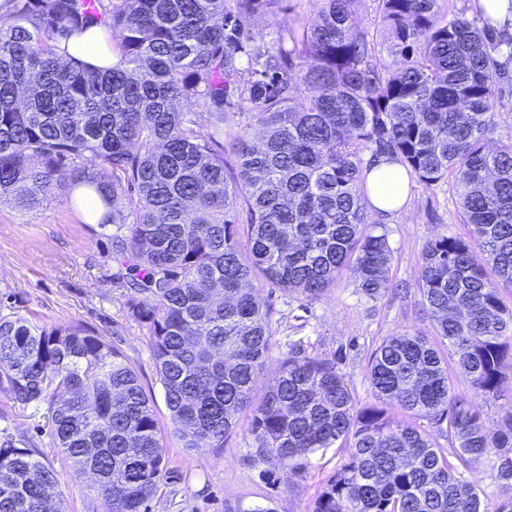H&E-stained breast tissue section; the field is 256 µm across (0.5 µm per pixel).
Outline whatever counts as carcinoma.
<instances>
[{
  "mask_svg": "<svg viewBox=\"0 0 512 512\" xmlns=\"http://www.w3.org/2000/svg\"><path fill=\"white\" fill-rule=\"evenodd\" d=\"M0 27V197L21 210L97 197L175 433L224 449L251 409V457L302 472L342 448L311 512H482L467 473L495 453L512 488V417L492 430L455 392L448 360L496 396L512 369V140L495 124L492 18L442 20L438 0H381L397 69L373 62L356 0H319L287 53L245 50L241 23L278 0H5ZM112 32V65L65 62L75 34ZM299 69V81L290 72ZM252 114L257 139L234 130ZM426 185L449 180L468 232L424 246L418 277L435 335L399 332L370 354L375 403L354 410L336 360L291 346L254 402L274 330L255 282L313 301L343 272L390 288L385 229L368 222L362 153ZM0 393L43 406L50 444L90 475L103 512H145L165 432L138 370L82 322L0 314ZM426 425L405 424L395 410ZM56 473L0 439V512H61Z\"/></svg>",
  "mask_w": 512,
  "mask_h": 512,
  "instance_id": "obj_1",
  "label": "carcinoma"
}]
</instances>
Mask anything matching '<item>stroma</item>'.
I'll return each instance as SVG.
<instances>
[{
  "mask_svg": "<svg viewBox=\"0 0 512 512\" xmlns=\"http://www.w3.org/2000/svg\"><path fill=\"white\" fill-rule=\"evenodd\" d=\"M317 0H279L273 12L250 18L245 29L251 44L271 51L288 50L315 16ZM378 0H357L361 25L375 45L378 66L391 67L389 40L379 18ZM496 76V126L493 139L512 138V59L503 58ZM370 223L388 231L393 250L391 286L377 299L363 296L350 277L316 301L294 293L262 289L275 309L276 333L259 389L272 384L279 360L289 345L301 344L306 355L332 356L344 374L356 408L373 403L366 366L383 339L402 330L433 335L418 290L421 254L426 242L440 234L465 235L456 196L449 182L427 185L410 180L404 208L393 214L369 211ZM111 232L90 223L81 209L63 198H48L40 206L18 210L0 198V312L15 313L37 324L80 321L99 330L133 364L153 400L166 435L165 472L147 512H308L326 476L342 464L335 450L314 456L304 473L284 474L276 461L250 459L253 440L249 415L237 425L220 453L184 448L169 422L164 392L153 366L148 338L128 314L129 291L116 273ZM450 377L456 392L472 396L492 428L512 414V372L499 398L475 394L469 378L458 368ZM33 451L59 475L63 512H102V503L88 490L86 478L71 474L54 452L46 434L43 410L12 406L0 395V438Z\"/></svg>",
  "mask_w": 512,
  "mask_h": 512,
  "instance_id": "1",
  "label": "stroma"
}]
</instances>
